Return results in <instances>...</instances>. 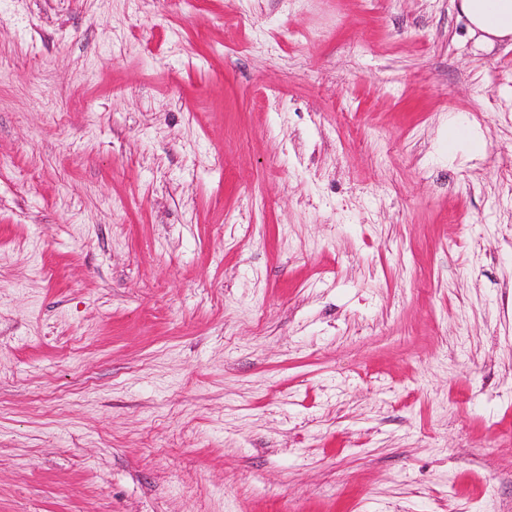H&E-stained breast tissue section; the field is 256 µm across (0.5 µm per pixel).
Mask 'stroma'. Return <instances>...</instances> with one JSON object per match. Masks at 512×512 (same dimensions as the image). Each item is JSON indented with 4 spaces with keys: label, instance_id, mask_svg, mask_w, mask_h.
Here are the masks:
<instances>
[{
    "label": "stroma",
    "instance_id": "stroma-1",
    "mask_svg": "<svg viewBox=\"0 0 512 512\" xmlns=\"http://www.w3.org/2000/svg\"><path fill=\"white\" fill-rule=\"evenodd\" d=\"M0 512H512V41L0 0Z\"/></svg>",
    "mask_w": 512,
    "mask_h": 512
}]
</instances>
